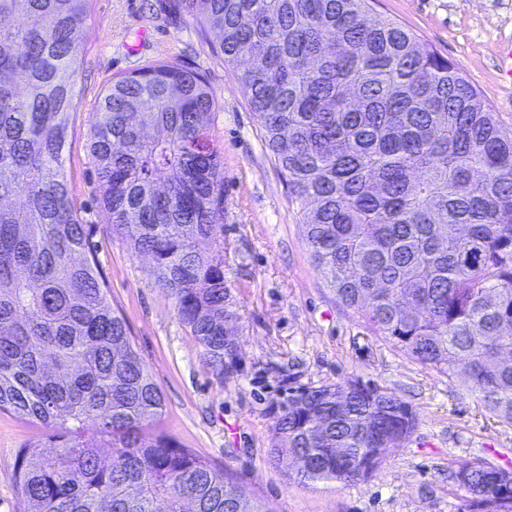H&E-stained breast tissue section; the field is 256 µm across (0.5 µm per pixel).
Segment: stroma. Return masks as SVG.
Segmentation results:
<instances>
[{"label":"stroma","instance_id":"35a3bbf8","mask_svg":"<svg viewBox=\"0 0 512 512\" xmlns=\"http://www.w3.org/2000/svg\"><path fill=\"white\" fill-rule=\"evenodd\" d=\"M161 0H92L77 33V108L63 152L72 198L110 284L112 306L164 398L158 427L224 470L265 512H457L452 475L484 460L512 470V426L476 398L373 333L315 268L288 183L267 150L231 66L197 24ZM374 14L405 24L452 61L512 132V80L498 68L512 43V0H371ZM177 57L204 74L216 100L212 133L224 160V275L240 314L238 364L211 367L158 287L152 262L114 235L98 203L87 131L114 77ZM354 381L393 392L416 427L365 482L313 487L272 461L274 418L291 390ZM40 423L0 411V512H25L14 461L46 440Z\"/></svg>","mask_w":512,"mask_h":512}]
</instances>
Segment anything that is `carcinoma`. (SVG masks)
<instances>
[{
    "label": "carcinoma",
    "instance_id": "cac0c4a2",
    "mask_svg": "<svg viewBox=\"0 0 512 512\" xmlns=\"http://www.w3.org/2000/svg\"><path fill=\"white\" fill-rule=\"evenodd\" d=\"M215 30L339 299L512 426V135L448 59L369 0H168ZM92 0H0V411L52 428L19 449L26 512H231L237 486L156 428L164 400L112 308L63 167ZM215 98L177 60L112 81L88 133L112 232L155 263L180 322L224 368ZM96 430L87 434L84 424ZM408 405L340 382L288 396L274 461L300 481L372 477L414 431ZM481 462L460 512H512Z\"/></svg>",
    "mask_w": 512,
    "mask_h": 512
}]
</instances>
